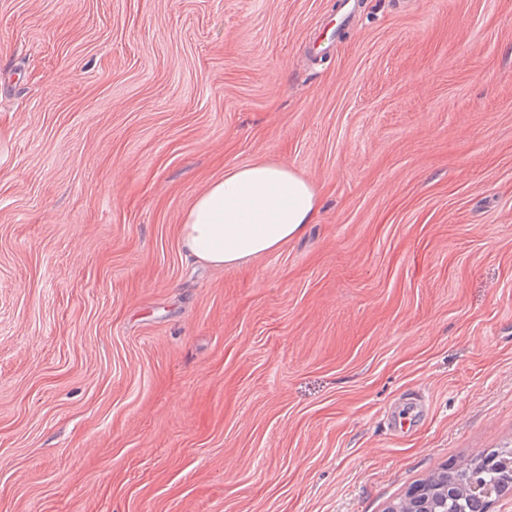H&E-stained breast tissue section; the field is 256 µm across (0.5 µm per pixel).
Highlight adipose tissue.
<instances>
[{
  "label": "adipose tissue",
  "mask_w": 512,
  "mask_h": 512,
  "mask_svg": "<svg viewBox=\"0 0 512 512\" xmlns=\"http://www.w3.org/2000/svg\"><path fill=\"white\" fill-rule=\"evenodd\" d=\"M318 209L317 189L288 167L264 161L235 165L195 197L181 242L198 262L234 267L301 235Z\"/></svg>",
  "instance_id": "1"
}]
</instances>
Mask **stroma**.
I'll return each mask as SVG.
<instances>
[{"label":"stroma","instance_id":"35a3bbf8","mask_svg":"<svg viewBox=\"0 0 512 512\" xmlns=\"http://www.w3.org/2000/svg\"><path fill=\"white\" fill-rule=\"evenodd\" d=\"M340 2L0 0V512H385L512 447V0ZM254 161L313 224L187 257ZM318 209V190L288 167L235 165L195 197L181 224V242L198 262L235 267L301 235Z\"/></svg>","mask_w":512,"mask_h":512}]
</instances>
